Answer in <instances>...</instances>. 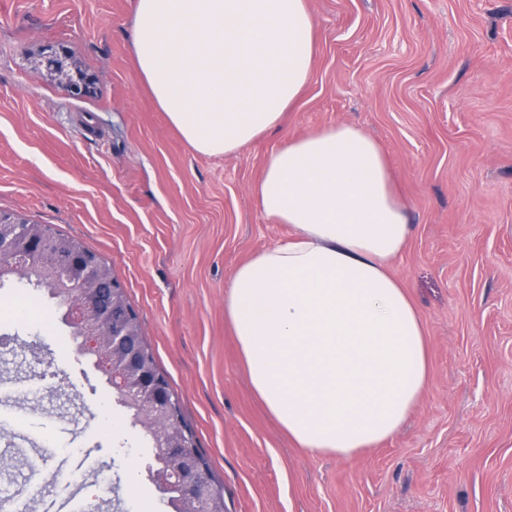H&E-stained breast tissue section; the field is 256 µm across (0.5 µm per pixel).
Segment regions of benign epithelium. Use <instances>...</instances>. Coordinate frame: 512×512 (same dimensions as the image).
<instances>
[{"instance_id": "benign-epithelium-1", "label": "benign epithelium", "mask_w": 512, "mask_h": 512, "mask_svg": "<svg viewBox=\"0 0 512 512\" xmlns=\"http://www.w3.org/2000/svg\"><path fill=\"white\" fill-rule=\"evenodd\" d=\"M60 242L50 229L0 216V284L43 285L68 302L65 322L81 337L80 350L96 358L116 402L131 413L132 425L149 437L160 467L148 476L163 492L173 491L175 512H224L223 489L193 451L192 435L178 416L179 402L155 374L130 310L111 315L97 303L100 283L110 279L103 264L52 260Z\"/></svg>"}]
</instances>
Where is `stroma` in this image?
<instances>
[{
	"label": "stroma",
	"instance_id": "obj_1",
	"mask_svg": "<svg viewBox=\"0 0 512 512\" xmlns=\"http://www.w3.org/2000/svg\"><path fill=\"white\" fill-rule=\"evenodd\" d=\"M311 79L279 130L195 152L136 76L134 0H0V215L49 225L111 270L226 512H512V0H307ZM64 50L88 93L59 85ZM382 145L411 228L391 273L422 314L430 383L403 428L352 458L293 447L254 396L224 288L287 237L252 193L284 138L333 124ZM0 318V512H43L47 475L105 463L122 512H171L154 455L70 328ZM86 408L62 421L72 382Z\"/></svg>",
	"mask_w": 512,
	"mask_h": 512
}]
</instances>
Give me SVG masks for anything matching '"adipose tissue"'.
Instances as JSON below:
<instances>
[{
  "mask_svg": "<svg viewBox=\"0 0 512 512\" xmlns=\"http://www.w3.org/2000/svg\"><path fill=\"white\" fill-rule=\"evenodd\" d=\"M142 83L199 154L277 129L313 68L307 0H135ZM253 193L291 238L234 271L224 315L252 388L295 447L348 458L380 446L429 381L422 316L391 274L409 224L380 144L340 124L284 140Z\"/></svg>",
  "mask_w": 512,
  "mask_h": 512,
  "instance_id": "ef3b65f1",
  "label": "adipose tissue"
}]
</instances>
